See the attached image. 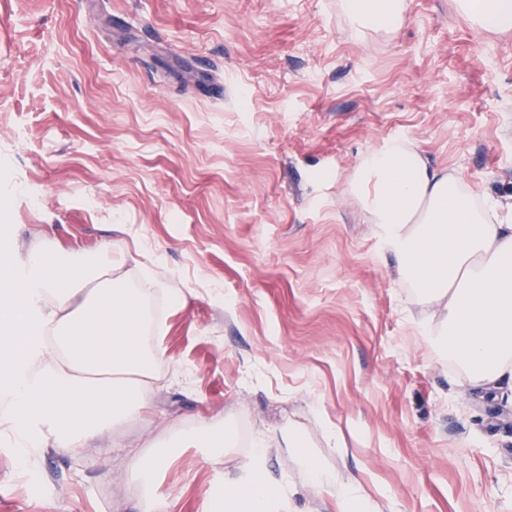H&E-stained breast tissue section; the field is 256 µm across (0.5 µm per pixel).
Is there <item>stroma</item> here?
<instances>
[{"label": "stroma", "mask_w": 512, "mask_h": 512, "mask_svg": "<svg viewBox=\"0 0 512 512\" xmlns=\"http://www.w3.org/2000/svg\"><path fill=\"white\" fill-rule=\"evenodd\" d=\"M344 2L0 0V245L125 253L130 284L157 280L167 349L152 423L46 448L37 490L0 437V512H141L125 446L217 421L232 447L159 474L170 512H213L259 435L292 512H336L287 427L378 512H512V388L432 353L440 311L351 191L367 153L407 141L512 224V30L455 0L360 27Z\"/></svg>", "instance_id": "obj_1"}]
</instances>
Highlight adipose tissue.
<instances>
[{"label":"adipose tissue","instance_id":"ef3b65f1","mask_svg":"<svg viewBox=\"0 0 512 512\" xmlns=\"http://www.w3.org/2000/svg\"><path fill=\"white\" fill-rule=\"evenodd\" d=\"M364 25L401 21L403 0H346ZM457 176L429 166L411 144L395 140L368 153L352 184L399 277L442 312L425 326L432 351L475 383L512 384V224H495V205L476 209ZM14 277L23 300L0 290V429L22 467L36 464L46 444L94 448L105 429L152 416L148 397L162 342L149 289L112 277L109 248L62 254L48 240L13 247ZM232 442L223 424L193 430L171 426L163 449L128 450L131 474L144 493L143 512H170L154 487L175 448L220 455ZM264 440H256L240 475L224 480L216 512H283L287 491L265 471ZM309 481L336 499L338 512H375L356 478L339 480L311 456L300 459Z\"/></svg>","mask_w":512,"mask_h":512}]
</instances>
